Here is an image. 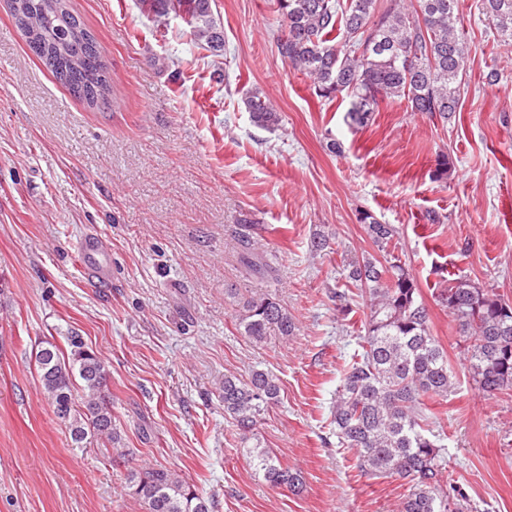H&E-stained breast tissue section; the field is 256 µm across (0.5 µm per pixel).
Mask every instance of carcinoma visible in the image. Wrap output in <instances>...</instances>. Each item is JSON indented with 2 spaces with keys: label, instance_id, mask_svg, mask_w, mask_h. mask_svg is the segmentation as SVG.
<instances>
[{
  "label": "carcinoma",
  "instance_id": "carcinoma-1",
  "mask_svg": "<svg viewBox=\"0 0 512 512\" xmlns=\"http://www.w3.org/2000/svg\"><path fill=\"white\" fill-rule=\"evenodd\" d=\"M13 14L27 45L38 44V58L55 61L52 73L90 106H110V85L94 35L71 11L69 0H19ZM214 0H140L157 25L170 15L183 18L194 41L213 53L224 50V30L214 16ZM282 19L278 54L310 79L315 95L331 103L350 98L346 121L368 125L379 103L404 100L412 112L441 119L457 111L470 48L458 28L457 0H276ZM483 13L504 44L512 43V0H481ZM243 103L262 127L279 123L273 102L258 90ZM373 244L387 252L396 229L363 213ZM248 218L238 233L239 261L246 271L265 274L272 267L256 260ZM347 278L369 302L357 336V353L343 370L331 406L338 444L355 451V468L372 478L394 477L409 484L398 512H476L446 470L443 445L431 432L427 401L446 397L454 386L444 348L431 335L429 309L414 278L397 261H352ZM456 322L469 368L487 397L512 396V317L499 308L496 294L457 278L439 294ZM241 333L256 344L278 334L286 339L296 326L279 301L266 295L243 302L236 316ZM70 353L52 343L36 354L42 394L72 440L88 435L119 442L112 406L105 393L108 370L77 335L66 337ZM82 382L85 411L76 409L73 389ZM279 378L254 369L241 380L224 376V414L245 444L254 470L275 486L297 487L300 476L281 466L254 433L260 417L279 403ZM130 494L144 512H209L194 485L163 467H143L129 476Z\"/></svg>",
  "mask_w": 512,
  "mask_h": 512
}]
</instances>
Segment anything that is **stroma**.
<instances>
[{"mask_svg":"<svg viewBox=\"0 0 512 512\" xmlns=\"http://www.w3.org/2000/svg\"><path fill=\"white\" fill-rule=\"evenodd\" d=\"M70 6L110 73L107 110L55 79L0 0V512H143L128 489L143 465L181 475L211 512H397L407 485L359 475L330 426L367 305L345 315L333 294L356 290L348 262L383 257L364 212L396 228L393 254L455 375L428 403L447 469L477 512H512V398L483 396L436 300L462 276L512 303V46L495 41L480 0L458 2L470 60L457 112L444 121L388 100L358 129L344 121L348 100L320 102L279 56L274 0H215L219 54L181 18L156 26L139 0ZM255 89L276 105L275 129L246 112ZM442 153L451 171L436 181ZM243 217L271 275L237 260ZM88 230L109 282L76 253ZM322 236L329 246L315 250ZM267 294L297 330L255 344L236 314ZM73 333L109 371L118 447L75 445L41 393L37 352L67 350ZM254 369L280 379L255 432L301 471L299 489L265 482L224 414L225 375Z\"/></svg>","mask_w":512,"mask_h":512,"instance_id":"obj_1","label":"stroma"}]
</instances>
